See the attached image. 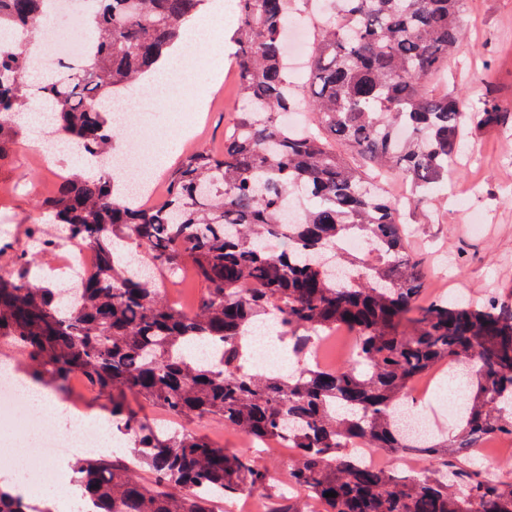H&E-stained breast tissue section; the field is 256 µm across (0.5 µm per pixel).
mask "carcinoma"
Returning <instances> with one entry per match:
<instances>
[{
	"mask_svg": "<svg viewBox=\"0 0 512 512\" xmlns=\"http://www.w3.org/2000/svg\"><path fill=\"white\" fill-rule=\"evenodd\" d=\"M299 2L236 0L239 95L224 152L186 154L150 207L124 200L101 165L115 135L108 108L184 38L207 0H95L85 20L93 48L38 84L25 80L23 45H0V151L20 134L15 112L44 107L97 167L61 179L40 203L65 238L95 249L94 267L72 298L38 278L36 257L57 237L37 225L38 253L11 255L0 274V344L24 357L36 385L80 378L108 398L112 428L130 432L122 455L69 462L95 512H212L274 488L254 457L146 422L132 398L168 421H214L245 440L294 449L288 486L268 512H310L292 491L322 512H512V480L478 458L484 438L512 441V309L493 296L480 309L424 299L427 273L407 252L401 219L447 184L462 129L506 125L512 107L495 94L469 102L428 87L463 38L466 0H330L340 11L311 20L307 80L296 85L283 37ZM46 4L0 0V29L38 30ZM299 103L313 117L304 132L288 127ZM383 175L407 186L405 201L387 194ZM290 195L304 200L294 222ZM350 240L358 246L344 247ZM138 254L170 281L191 271L206 287L197 309L172 304L152 273H132ZM260 326L288 342L294 371L241 368L242 334ZM341 327L353 338L348 364H307L313 343ZM448 363L461 368L463 410L451 435L417 438L393 410L417 379ZM359 442L438 466L366 465ZM0 512L51 510L14 498L0 481Z\"/></svg>",
	"mask_w": 512,
	"mask_h": 512,
	"instance_id": "1",
	"label": "carcinoma"
}]
</instances>
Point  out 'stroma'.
Segmentation results:
<instances>
[{
  "instance_id": "1",
  "label": "stroma",
  "mask_w": 512,
  "mask_h": 512,
  "mask_svg": "<svg viewBox=\"0 0 512 512\" xmlns=\"http://www.w3.org/2000/svg\"><path fill=\"white\" fill-rule=\"evenodd\" d=\"M463 41L448 61L447 72L430 89L477 100L492 83L512 102V0H467ZM189 87H210L202 112L189 109L185 94L137 98L144 129L155 146L167 149L166 181L184 154L224 147V128L236 107L232 74L212 84L206 70L181 67ZM193 135L180 137L182 123ZM74 167L70 156L40 164L30 147L14 143L0 160V237L25 241L30 225L40 223L39 203L52 193L60 176ZM402 220L411 253L427 272L429 295L465 298L479 305L488 297L512 307V124L488 132H469L447 190L434 192L418 210L404 209Z\"/></svg>"
}]
</instances>
